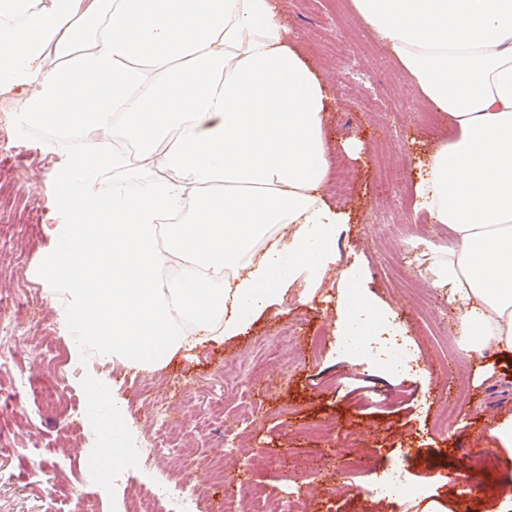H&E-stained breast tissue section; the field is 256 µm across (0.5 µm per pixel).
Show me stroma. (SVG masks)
Segmentation results:
<instances>
[{"label": "stroma", "mask_w": 512, "mask_h": 512, "mask_svg": "<svg viewBox=\"0 0 512 512\" xmlns=\"http://www.w3.org/2000/svg\"><path fill=\"white\" fill-rule=\"evenodd\" d=\"M280 5L334 99L326 121L327 140H354L362 147L358 157L342 158L337 165L348 183L346 201L338 202L347 216L336 242L339 263L362 267L365 296L377 311L392 312L417 353L418 368L409 375L396 374L371 351L339 346L336 276L331 273L321 287L290 290L281 306L254 319L241 335L176 353L160 370L113 382L112 388L125 401L129 417L141 420L148 419L151 410L145 386L172 403L184 389L197 390L198 401L185 407L183 424L187 440L197 443L200 466L194 478L217 499L223 498L224 487L213 483L208 462L221 451L229 433L245 448L235 458L240 478L252 479L281 497L302 487L313 512H368L369 501L344 474L346 457L355 450L371 466L400 459L412 479L426 488L423 498L411 502L410 512H512V448L501 447L490 433L495 418L512 414V356L489 348L481 358H473L466 337L458 336L468 394L452 427L437 426L449 390L441 369L452 356L427 336L429 312L400 285L393 267L400 235L419 231L437 253L455 249L457 239L448 225L431 223L424 216L414 221L404 213L399 226H392L389 210L377 201L382 176L377 153L396 160L405 181H415L431 145L448 138V122L441 118L429 123L426 103L413 105L402 98L397 88L406 76L379 44L359 52L362 77L354 91H347L348 70L326 49L323 31L332 25L350 33L357 22L352 14L336 15L333 0L315 12L305 0H280ZM367 93L389 108L381 124L358 112V102ZM7 148L19 163L0 167V188L12 199L11 207L0 211V220L9 221L15 230L12 240L0 242V290L5 291L30 282V269L47 246L42 231L27 224L26 204L32 199L41 208L49 207L52 186L45 174L62 157L60 145L17 130ZM30 308L15 348L20 366L43 381L52 376L53 368L37 357L40 341L46 335L60 336L61 330L55 313L41 300H34ZM290 326L296 330L298 353L287 363L277 347L281 330ZM321 332L326 338L317 353L312 343ZM249 357L261 362L252 383L239 393L226 390L222 364ZM213 403L222 407L223 416L213 421L207 437L196 438V418ZM55 418V409H48L37 426L43 454L52 455L62 443L71 453H97L101 438H82L87 422L66 435L55 427ZM472 447L494 451L495 465L479 474L462 467L461 455ZM252 455L268 458V467L248 470ZM288 459L298 461V469L288 470ZM35 463L30 455L0 449V512H45V491L50 487L57 490L58 512H124L127 490L88 487L77 498L69 495L53 467L45 468L40 483L29 482L27 472Z\"/></svg>", "instance_id": "1"}]
</instances>
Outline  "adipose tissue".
I'll return each instance as SVG.
<instances>
[{"label":"adipose tissue","instance_id":"adipose-tissue-1","mask_svg":"<svg viewBox=\"0 0 512 512\" xmlns=\"http://www.w3.org/2000/svg\"><path fill=\"white\" fill-rule=\"evenodd\" d=\"M454 135L430 149L414 207L457 236L433 283L482 353L512 351V0H350ZM0 97L66 148L32 269L72 358L153 370L239 335L337 263L324 188L329 97L277 0H0ZM340 275L341 333L380 326ZM90 418L126 467L127 408L91 379Z\"/></svg>","mask_w":512,"mask_h":512}]
</instances>
